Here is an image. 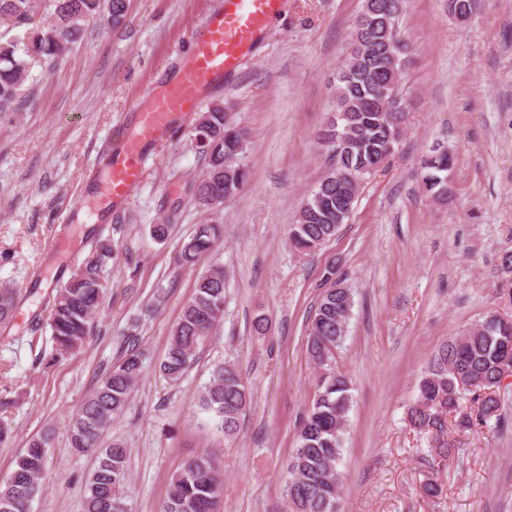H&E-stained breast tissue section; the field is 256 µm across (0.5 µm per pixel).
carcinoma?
Segmentation results:
<instances>
[{
  "label": "carcinoma",
  "instance_id": "obj_1",
  "mask_svg": "<svg viewBox=\"0 0 512 512\" xmlns=\"http://www.w3.org/2000/svg\"><path fill=\"white\" fill-rule=\"evenodd\" d=\"M405 0H363L352 31L346 61L336 71L335 112L319 139L329 148L330 166L315 190L303 201L297 223L290 225L289 241L298 252L309 254L332 239L352 213L365 180L386 167L405 131L406 110L399 97L403 56L408 45L398 37ZM474 0H448L452 16H470ZM128 11L127 0H0V21L14 31L0 33V113L14 112L25 103L31 65L57 63L84 36L91 22L117 25ZM192 142L206 160V171L194 185L193 197L203 207L215 208L237 195L249 172L235 159L246 148L248 133L231 122L224 103L216 101L198 113ZM448 156L432 154L421 163L420 179L433 199L444 197ZM224 232L221 224H200L177 254L181 267H193L211 253ZM115 253L102 240L82 260L71 278L53 298L48 325L55 356L81 350L89 323L108 288L104 268ZM308 323L306 349L311 361L324 367L318 393L300 416L297 446L288 461L284 497L296 512H338L334 476L343 449L344 430L351 405L347 378L332 367L335 350L346 337L347 314L354 305L352 289L332 280ZM224 266L211 265L196 282L179 320L170 330L161 374L172 382L189 369L196 352L224 317ZM17 289L0 284V324L16 314ZM512 358V317L490 312L463 336L444 343L433 356L419 383L417 404L408 412L413 428L435 439L439 455L450 452L447 415L457 410L464 392L476 420L486 424L500 419L499 389L503 360ZM143 368V353L129 342L119 361L103 375L99 385L82 402L69 422L70 447L77 452H98L99 462L87 482L85 512H126L121 489L127 479L129 449L121 443L98 447L112 418L126 407ZM200 401L215 414L224 437L235 436L251 404V394L236 369L224 365L213 371ZM51 437L31 439L15 467L0 481V512H31L39 491ZM224 480L214 457L186 460L174 475L160 512H217Z\"/></svg>",
  "mask_w": 512,
  "mask_h": 512
}]
</instances>
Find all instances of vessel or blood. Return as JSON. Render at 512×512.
Returning <instances> with one entry per match:
<instances>
[{"mask_svg": "<svg viewBox=\"0 0 512 512\" xmlns=\"http://www.w3.org/2000/svg\"><path fill=\"white\" fill-rule=\"evenodd\" d=\"M282 0H222L211 14L190 63L157 94L146 108L137 110L132 133L124 135L122 149L112 158L96 195L100 209L127 198L144 176L142 159L147 145L168 133L176 121L200 104L201 90L212 81L237 69L254 46Z\"/></svg>", "mask_w": 512, "mask_h": 512, "instance_id": "vessel-or-blood-1", "label": "vessel or blood"}]
</instances>
